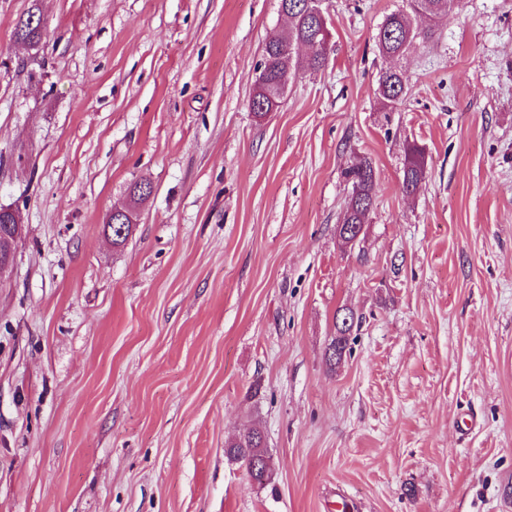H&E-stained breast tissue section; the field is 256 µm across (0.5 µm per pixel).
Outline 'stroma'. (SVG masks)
<instances>
[{
	"instance_id": "obj_1",
	"label": "stroma",
	"mask_w": 512,
	"mask_h": 512,
	"mask_svg": "<svg viewBox=\"0 0 512 512\" xmlns=\"http://www.w3.org/2000/svg\"><path fill=\"white\" fill-rule=\"evenodd\" d=\"M401 4L326 0V65L259 118L279 0H0V204L25 227L0 272V512H512V0L438 19L391 110L375 35ZM341 308L361 323L332 368ZM254 425L263 488L224 453ZM44 30V21L42 16L36 11L30 10L26 17L18 20L14 29L16 40L28 43L32 47H37L42 39ZM405 160L402 170V191L407 194H415L425 181V157L424 150L415 143L407 144L404 148ZM351 182V193L346 202L342 224L337 227L339 237L345 242L351 240L348 230L356 224H365L366 216L372 207V186L375 170L372 163L365 161L347 173Z\"/></svg>"
}]
</instances>
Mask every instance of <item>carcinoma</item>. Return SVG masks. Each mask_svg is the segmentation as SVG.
<instances>
[{
  "label": "carcinoma",
  "instance_id": "cac0c4a2",
  "mask_svg": "<svg viewBox=\"0 0 512 512\" xmlns=\"http://www.w3.org/2000/svg\"><path fill=\"white\" fill-rule=\"evenodd\" d=\"M460 0H406L405 6L389 13L376 35V43L385 58L398 59L416 40L431 42L435 31L431 27L418 24L419 19H434L459 7ZM279 8L287 10L288 32L277 33L265 42L262 60L259 64V76L255 93L251 98V109L263 115L278 106L284 91L281 85L293 79V73L300 70L292 63L294 47L308 43L311 52L307 66L313 70L325 65L327 45L321 44L324 36L322 29L328 27L327 14L317 9L316 0H279ZM44 30L42 16L30 10L15 25L14 37L32 47L39 45ZM408 76L398 68H389L379 78V94L386 107L392 109L401 104L406 96ZM405 160L402 170V191L411 195L416 193L425 181L424 150L415 143L404 148ZM351 182V193L346 202L342 224L338 225L339 237L351 240L348 230L365 223L372 207V186L375 182V170L372 163L365 161L347 173ZM131 210L112 217V224L125 227V235L112 230V244L122 247L132 233ZM355 313L342 308L336 313V336L327 348L326 356L330 367L340 364L347 353L349 336L354 328L352 320ZM225 454L231 460L252 461L270 458L261 430L254 427L227 444Z\"/></svg>",
  "mask_w": 512,
  "mask_h": 512
}]
</instances>
